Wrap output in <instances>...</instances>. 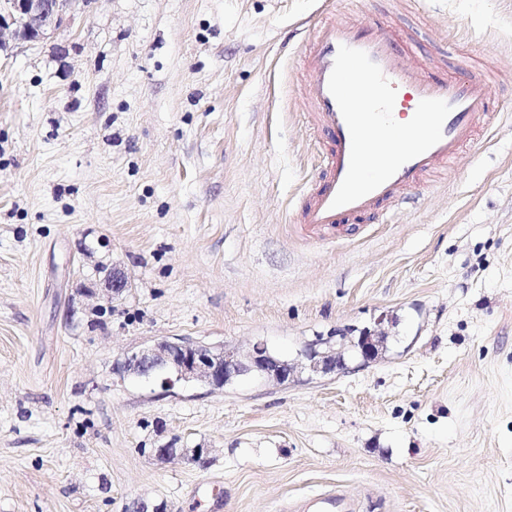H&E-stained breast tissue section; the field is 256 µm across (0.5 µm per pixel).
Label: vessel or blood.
Masks as SVG:
<instances>
[{
	"instance_id": "obj_1",
	"label": "vessel or blood",
	"mask_w": 512,
	"mask_h": 512,
	"mask_svg": "<svg viewBox=\"0 0 512 512\" xmlns=\"http://www.w3.org/2000/svg\"><path fill=\"white\" fill-rule=\"evenodd\" d=\"M304 98L311 124L327 144L298 225L332 234L385 205L407 199L436 170L454 165L488 117L490 88L458 57L457 77L440 79L409 65L394 41L370 25L328 20L315 29L304 59ZM413 130L400 137L397 114ZM377 136L391 152L368 156Z\"/></svg>"
}]
</instances>
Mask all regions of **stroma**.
<instances>
[{"label": "stroma", "mask_w": 512, "mask_h": 512, "mask_svg": "<svg viewBox=\"0 0 512 512\" xmlns=\"http://www.w3.org/2000/svg\"><path fill=\"white\" fill-rule=\"evenodd\" d=\"M492 81L413 208L292 230L323 141L314 24ZM128 288L101 298L105 275ZM387 349L362 364L355 342ZM348 370L214 390L120 375L172 337ZM160 448L177 449L163 459ZM203 449L194 459L193 449ZM512 512V0H82L0 50V512ZM302 356L307 360L309 369L314 373L329 374L347 369L342 356L331 349L320 351L310 347L302 353Z\"/></svg>", "instance_id": "stroma-1"}]
</instances>
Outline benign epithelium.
<instances>
[{
	"label": "benign epithelium",
	"mask_w": 512,
	"mask_h": 512,
	"mask_svg": "<svg viewBox=\"0 0 512 512\" xmlns=\"http://www.w3.org/2000/svg\"><path fill=\"white\" fill-rule=\"evenodd\" d=\"M79 0H0V32L8 31L15 39L43 42L61 26L67 12ZM128 287L125 276L112 270L104 279L107 299ZM360 357L368 363L378 358L376 337L365 331L358 338ZM302 356L314 373L329 374L346 370L342 356L328 349L308 348ZM118 371L145 379H158L161 386L173 388L178 383H201L222 389L234 378L255 374L279 384L298 377L297 365L274 360L262 342L253 345L245 358L222 345H211L187 337L162 339L124 355Z\"/></svg>",
	"instance_id": "benign-epithelium-1"
}]
</instances>
